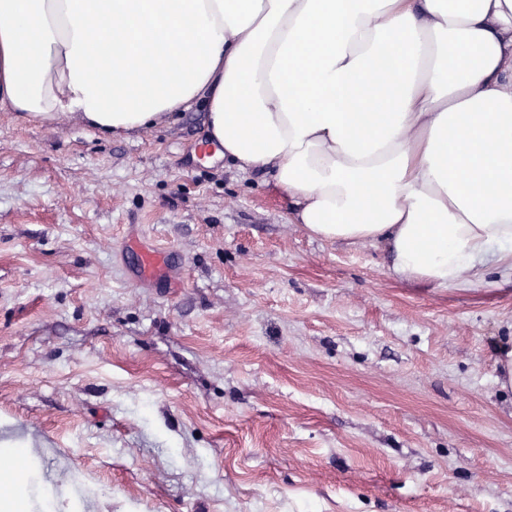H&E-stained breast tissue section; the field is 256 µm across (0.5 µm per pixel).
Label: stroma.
<instances>
[{"mask_svg": "<svg viewBox=\"0 0 512 512\" xmlns=\"http://www.w3.org/2000/svg\"><path fill=\"white\" fill-rule=\"evenodd\" d=\"M0 110V449L30 512H512V273L429 288L206 157ZM170 277L136 273L142 244ZM495 365L498 375L497 383L503 390L512 393V336L508 343L500 344L496 349Z\"/></svg>", "mask_w": 512, "mask_h": 512, "instance_id": "1", "label": "stroma"}]
</instances>
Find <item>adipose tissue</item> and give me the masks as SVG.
<instances>
[{"label":"adipose tissue","mask_w":512,"mask_h":512,"mask_svg":"<svg viewBox=\"0 0 512 512\" xmlns=\"http://www.w3.org/2000/svg\"><path fill=\"white\" fill-rule=\"evenodd\" d=\"M201 98L311 235L432 288L512 270V0H0V110L121 135Z\"/></svg>","instance_id":"ef3b65f1"}]
</instances>
